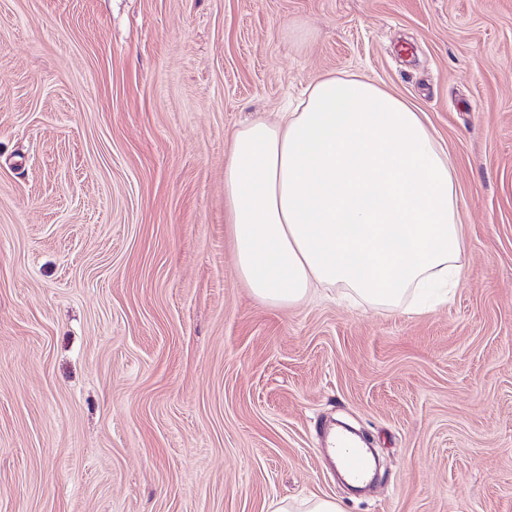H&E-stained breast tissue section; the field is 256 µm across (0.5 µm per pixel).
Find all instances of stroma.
Wrapping results in <instances>:
<instances>
[{"mask_svg":"<svg viewBox=\"0 0 512 512\" xmlns=\"http://www.w3.org/2000/svg\"><path fill=\"white\" fill-rule=\"evenodd\" d=\"M426 114L464 283L419 314L236 273L244 120L324 75ZM374 448L365 492L324 424ZM512 512V0H0V512Z\"/></svg>","mask_w":512,"mask_h":512,"instance_id":"1","label":"stroma"}]
</instances>
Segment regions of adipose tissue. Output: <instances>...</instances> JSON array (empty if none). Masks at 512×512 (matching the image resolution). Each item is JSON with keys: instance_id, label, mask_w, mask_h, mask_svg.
<instances>
[{"instance_id": "obj_1", "label": "adipose tissue", "mask_w": 512, "mask_h": 512, "mask_svg": "<svg viewBox=\"0 0 512 512\" xmlns=\"http://www.w3.org/2000/svg\"><path fill=\"white\" fill-rule=\"evenodd\" d=\"M224 192L236 273L262 303L339 285L414 314L463 282L451 157L369 80L320 78L300 109L234 130Z\"/></svg>"}]
</instances>
